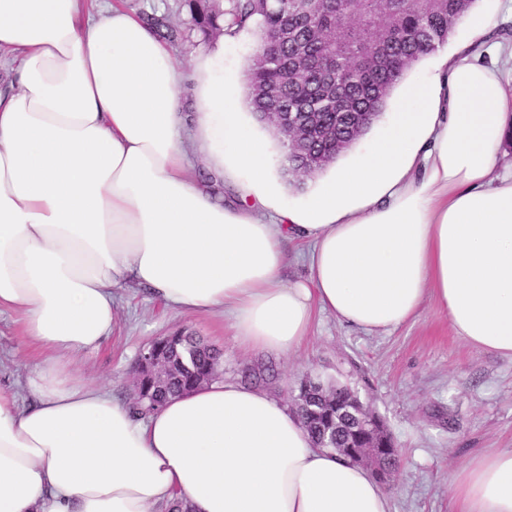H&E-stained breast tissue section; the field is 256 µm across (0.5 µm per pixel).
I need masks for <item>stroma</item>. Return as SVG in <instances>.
Wrapping results in <instances>:
<instances>
[{
	"label": "stroma",
	"mask_w": 512,
	"mask_h": 512,
	"mask_svg": "<svg viewBox=\"0 0 512 512\" xmlns=\"http://www.w3.org/2000/svg\"><path fill=\"white\" fill-rule=\"evenodd\" d=\"M255 29L225 41L191 36L173 53L181 63L186 112L196 110L192 61L200 50L224 51V92L243 98L244 73ZM177 331L201 337L224 354V378L247 365L273 366L278 376L268 395L291 402L299 384L314 378L349 389L386 424L402 455V467L386 492L392 512H448L451 476L479 448H512V358L473 347L455 336L434 301L400 327L368 334L316 313L309 336L293 353L251 354L234 343L223 313H180L148 289L118 292L114 328L97 350L84 354V378L105 386L113 399L129 401L130 370L141 347ZM44 359L27 339L21 313H0V391L19 404L34 402L27 379Z\"/></svg>",
	"instance_id": "1"
}]
</instances>
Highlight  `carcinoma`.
Listing matches in <instances>:
<instances>
[{
  "label": "carcinoma",
  "mask_w": 512,
  "mask_h": 512,
  "mask_svg": "<svg viewBox=\"0 0 512 512\" xmlns=\"http://www.w3.org/2000/svg\"><path fill=\"white\" fill-rule=\"evenodd\" d=\"M189 10L191 27L207 39L215 32L235 36L254 25L257 41L245 72L244 104L255 120L269 121L268 112H309L318 133L295 150L281 144L282 171L301 184L325 170L321 161L341 155L371 128L387 100L415 63L448 40L456 23L474 0H181ZM378 23L370 32L377 56L368 64L356 60L359 35L369 16ZM142 19L162 40L174 42L184 34L168 17L142 12ZM336 35V87L326 84L320 60L325 43ZM165 371L146 375L134 386L130 407L142 416L170 397L219 378L222 353L183 332L158 340ZM272 369L246 367L241 382L258 386L274 378ZM343 391L314 392L300 420L314 443L345 454L373 438L358 432Z\"/></svg>",
  "instance_id": "obj_1"
}]
</instances>
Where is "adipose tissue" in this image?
Here are the masks:
<instances>
[{
  "label": "adipose tissue",
  "mask_w": 512,
  "mask_h": 512,
  "mask_svg": "<svg viewBox=\"0 0 512 512\" xmlns=\"http://www.w3.org/2000/svg\"><path fill=\"white\" fill-rule=\"evenodd\" d=\"M0 311L45 355L38 401L0 393V512H391L363 466L316 446L281 400L204 383L147 418L66 363L112 330L118 289L145 286L186 313L221 308L247 352L288 354L321 309L368 333L426 300L474 347L512 358V45L468 47L404 87L382 136L298 203L266 141L228 108L220 53L179 64L135 11L110 0H0ZM237 178L241 206L199 184L190 152ZM308 276L284 282L287 239ZM450 512H512V448L474 454Z\"/></svg>",
  "instance_id": "1"
}]
</instances>
